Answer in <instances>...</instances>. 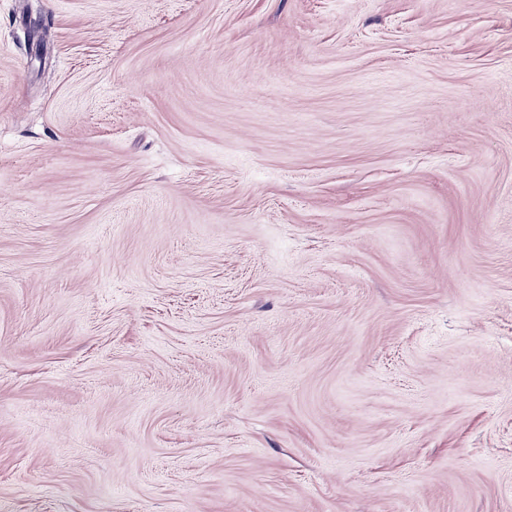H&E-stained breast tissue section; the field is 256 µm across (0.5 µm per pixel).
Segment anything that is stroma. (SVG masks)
<instances>
[{"mask_svg":"<svg viewBox=\"0 0 512 512\" xmlns=\"http://www.w3.org/2000/svg\"><path fill=\"white\" fill-rule=\"evenodd\" d=\"M0 512H512V0H0Z\"/></svg>","mask_w":512,"mask_h":512,"instance_id":"35a3bbf8","label":"stroma"}]
</instances>
